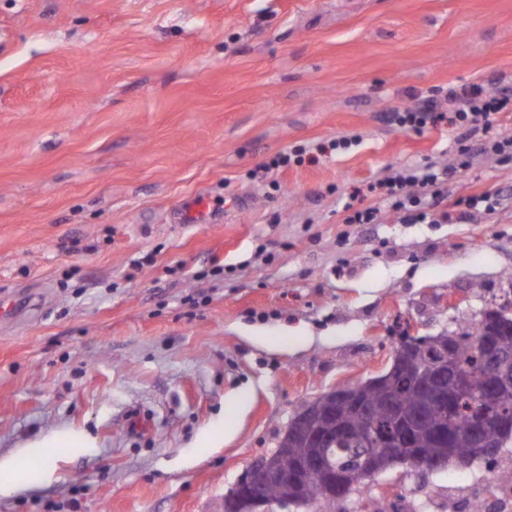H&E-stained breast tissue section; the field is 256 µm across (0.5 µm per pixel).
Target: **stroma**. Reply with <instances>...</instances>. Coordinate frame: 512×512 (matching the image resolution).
<instances>
[{"mask_svg":"<svg viewBox=\"0 0 512 512\" xmlns=\"http://www.w3.org/2000/svg\"><path fill=\"white\" fill-rule=\"evenodd\" d=\"M480 81L512 83V0H0V292L46 296L0 325V512H217L300 402L512 302V163L451 169L455 126L386 119ZM426 162L496 209L343 223ZM58 433L88 445L37 447ZM511 469L374 483L459 512ZM368 194L356 190L350 195L349 201L343 206L345 213L343 223L346 224H375L378 223L380 210L365 204Z\"/></svg>","mask_w":512,"mask_h":512,"instance_id":"35a3bbf8","label":"stroma"}]
</instances>
